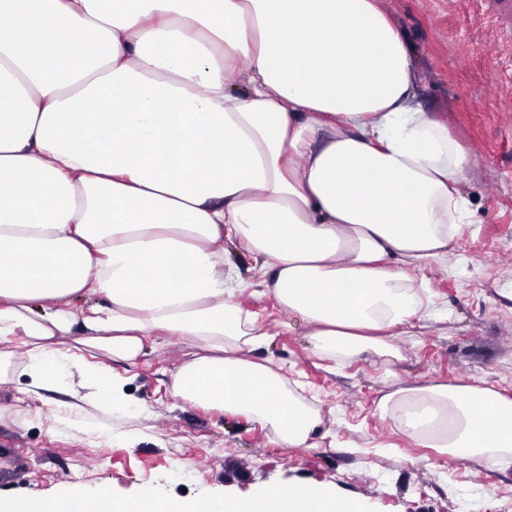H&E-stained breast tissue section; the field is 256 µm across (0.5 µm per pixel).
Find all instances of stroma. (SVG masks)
<instances>
[{
  "mask_svg": "<svg viewBox=\"0 0 512 512\" xmlns=\"http://www.w3.org/2000/svg\"><path fill=\"white\" fill-rule=\"evenodd\" d=\"M415 50L418 100L448 124L469 152L461 189L473 203L445 261L410 270L447 318L414 321L400 337L394 364L405 386L441 382L491 387L512 396V17L492 0H381ZM495 54H486V46ZM255 260L231 254L224 272L241 283L233 300L253 313L270 360L300 380L328 435L318 450L283 448L269 430L172 395L173 374L187 347L163 336L153 353L114 369L143 407L117 420L90 409L85 427L70 423L66 394L31 397L27 379L0 385V501L36 493L64 495L108 485L114 497L247 496L306 483L364 502L368 512H499L512 500V470L414 447L378 402L386 389L369 356L338 364L319 358L300 316L280 309L257 286ZM55 420H48V413ZM111 427L112 437L88 426ZM364 445L361 453L347 451ZM97 455L106 466L91 465Z\"/></svg>",
  "mask_w": 512,
  "mask_h": 512,
  "instance_id": "35a3bbf8",
  "label": "stroma"
}]
</instances>
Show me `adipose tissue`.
I'll use <instances>...</instances> for the list:
<instances>
[{
    "label": "adipose tissue",
    "instance_id": "1",
    "mask_svg": "<svg viewBox=\"0 0 512 512\" xmlns=\"http://www.w3.org/2000/svg\"><path fill=\"white\" fill-rule=\"evenodd\" d=\"M412 49L379 0H0V384L132 419L116 362L189 342L172 395L285 448L322 419L235 304L224 244L259 258L323 358L391 367L395 328L442 315L408 267L447 256L468 154L416 101ZM23 346L16 357L14 346ZM416 445L512 468V398L399 386ZM39 512H367L309 484L234 498L38 497Z\"/></svg>",
    "mask_w": 512,
    "mask_h": 512
}]
</instances>
